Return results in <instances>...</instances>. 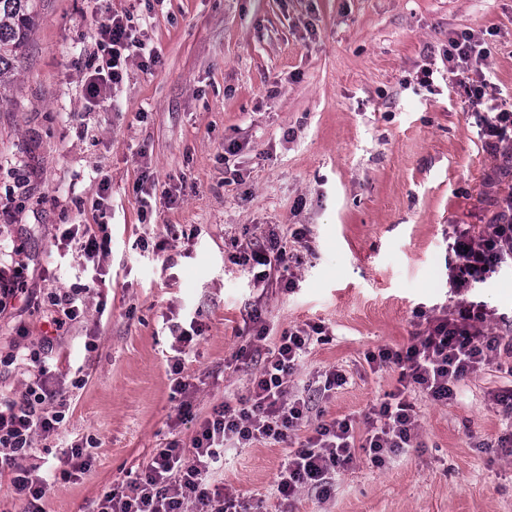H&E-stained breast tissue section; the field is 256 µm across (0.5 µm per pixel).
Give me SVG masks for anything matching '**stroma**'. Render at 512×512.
<instances>
[{
    "instance_id": "stroma-1",
    "label": "stroma",
    "mask_w": 512,
    "mask_h": 512,
    "mask_svg": "<svg viewBox=\"0 0 512 512\" xmlns=\"http://www.w3.org/2000/svg\"><path fill=\"white\" fill-rule=\"evenodd\" d=\"M109 13L130 16L160 62L130 61L93 101L85 80ZM464 30L485 33L495 101L512 105V0H43L19 90L0 106V269L23 266L31 291L0 312V407L30 379L50 290L92 276L59 244L64 225L104 221L112 235L102 284L54 346L70 398L60 435L36 438L24 461L58 469L43 512H96L156 449L190 448L171 326H203L182 372L200 417L247 395L259 364L235 353L255 308L273 341L325 326L293 377L325 418L362 420L395 390L397 371H372L365 353L407 345L453 306L452 225L493 223L512 193V146L486 151L448 85L443 51ZM145 170L174 202L142 207ZM271 232L301 257L294 290L231 259ZM468 297L495 307L512 339V265ZM330 366L349 382L325 397L315 380ZM511 383L490 366L451 404L416 396L419 447L380 469L358 455L330 499L303 491L292 512H512V455L496 446L512 423L490 399ZM299 443L230 450L216 478L280 512L274 480ZM71 445L91 465L66 477Z\"/></svg>"
}]
</instances>
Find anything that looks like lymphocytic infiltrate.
<instances>
[{
    "label": "lymphocytic infiltrate",
    "mask_w": 512,
    "mask_h": 512,
    "mask_svg": "<svg viewBox=\"0 0 512 512\" xmlns=\"http://www.w3.org/2000/svg\"><path fill=\"white\" fill-rule=\"evenodd\" d=\"M95 38L101 55L86 79L88 98L103 97L119 84L130 58H140L146 71L159 61L158 55L145 54L123 17H105ZM489 55L484 38L471 31L449 37L444 51L448 81L463 89L468 115L485 149L493 153L512 140V108L492 102L493 88L485 73ZM60 239L86 266H99L112 250L111 235L96 233L87 224L69 225ZM448 248L453 255L448 285L460 297L452 313L429 318L426 334L406 346H381L365 355L372 370L395 368L399 374L396 390L366 413L363 439H356L351 418L311 420L309 399L291 386L294 373L316 337L323 335L324 326L288 329L269 346L266 330L259 327L260 317L255 314L251 320L258 329L250 336L249 347L260 353L261 363L250 379L248 396L217 406L199 420L190 449L180 448L175 441L157 449L146 468L129 478L122 489L104 494L98 512H250L236 489L210 483L213 464L223 459L226 446L284 443L301 430L306 431V439L289 452L275 481L281 503L288 506L306 489L329 497L337 477L355 463L357 451H364L379 468L405 449L417 447L422 424L414 395L445 405L456 399L461 381L486 366L512 375V339L495 331V310L461 297L512 261V194L503 199L494 223L454 225ZM237 262L255 282L274 276L291 289L300 258L272 233L262 243L243 248ZM66 406L65 393L41 359L21 400L0 411V469H11L16 495L29 504L45 497L50 477L23 467L21 461L30 456L35 437L57 434Z\"/></svg>",
    "instance_id": "lymphocytic-infiltrate-1"
}]
</instances>
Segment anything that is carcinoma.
Listing matches in <instances>:
<instances>
[{
    "label": "carcinoma",
    "mask_w": 512,
    "mask_h": 512,
    "mask_svg": "<svg viewBox=\"0 0 512 512\" xmlns=\"http://www.w3.org/2000/svg\"><path fill=\"white\" fill-rule=\"evenodd\" d=\"M42 0H0V103L7 99L17 79L39 19Z\"/></svg>",
    "instance_id": "1"
}]
</instances>
